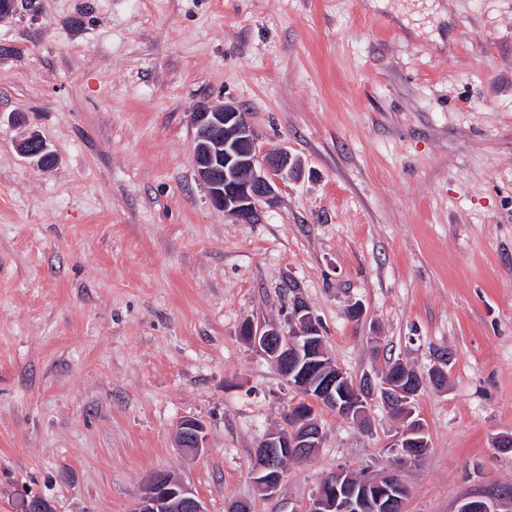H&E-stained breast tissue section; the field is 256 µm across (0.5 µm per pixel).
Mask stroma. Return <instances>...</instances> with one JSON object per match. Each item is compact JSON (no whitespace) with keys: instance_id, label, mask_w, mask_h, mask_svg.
Segmentation results:
<instances>
[{"instance_id":"stroma-1","label":"stroma","mask_w":512,"mask_h":512,"mask_svg":"<svg viewBox=\"0 0 512 512\" xmlns=\"http://www.w3.org/2000/svg\"><path fill=\"white\" fill-rule=\"evenodd\" d=\"M1 45L0 512H133L158 471L208 512H303L337 470L386 471L401 420L322 409L259 495L297 396L240 328H287L297 297L353 379L449 355L404 512L512 490V0H18ZM199 103L301 164L256 221L197 176ZM204 428L194 417H184L178 426L177 447L190 455L201 454L205 448Z\"/></svg>"}]
</instances>
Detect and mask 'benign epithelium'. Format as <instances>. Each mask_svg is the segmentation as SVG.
Wrapping results in <instances>:
<instances>
[{"label": "benign epithelium", "mask_w": 512, "mask_h": 512, "mask_svg": "<svg viewBox=\"0 0 512 512\" xmlns=\"http://www.w3.org/2000/svg\"><path fill=\"white\" fill-rule=\"evenodd\" d=\"M192 119L196 128L194 162L212 202L239 220L257 219L263 206L275 202L284 180L296 177L297 161L285 150L260 147L245 114L232 104H199L192 110ZM46 151V143L34 139L26 141L22 155L37 163ZM241 333L248 344L278 365L298 394L288 430L270 433L258 445L260 463L253 471V480L262 495L272 498L279 491L284 479L282 459L305 458L311 449L321 447L322 430L315 418L320 407L360 421L368 401L380 399L406 422L390 445L398 464L415 460L430 447L412 399L428 384L429 376L444 371L442 365L421 373L401 363L393 374L386 371L379 377L368 376L364 381L370 394L366 395L359 390V383L331 360L319 323L301 301L294 304L288 332L273 324L246 322ZM177 447L190 455L202 453L204 428L197 419L187 416L180 421ZM371 489L380 492L376 501L379 512H403L407 488L397 469L359 481L335 472L323 481L303 512H364ZM508 504L503 511L499 499L473 496L465 499L459 512H512V495ZM134 512L208 510L191 488L165 472H156L143 486Z\"/></svg>", "instance_id": "obj_1"}]
</instances>
